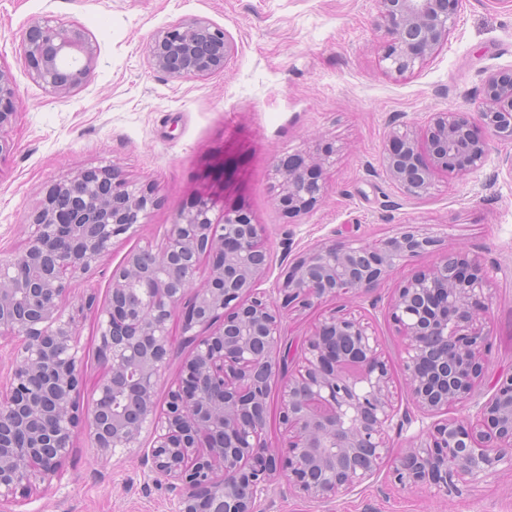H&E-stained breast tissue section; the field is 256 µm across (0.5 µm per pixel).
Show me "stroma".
I'll return each instance as SVG.
<instances>
[{
    "label": "stroma",
    "mask_w": 512,
    "mask_h": 512,
    "mask_svg": "<svg viewBox=\"0 0 512 512\" xmlns=\"http://www.w3.org/2000/svg\"><path fill=\"white\" fill-rule=\"evenodd\" d=\"M194 18L224 29L233 42L224 70L175 80L152 69L153 36ZM47 20L77 24L98 48L87 83L66 95L35 84L17 52L19 33ZM384 41L377 0H0V69L12 75L18 99L10 149L0 154V251L23 248L46 192L79 172L106 169L152 185L157 198L138 234L115 240L93 277L75 281L65 301L66 310L82 312L86 391L105 373L97 324L113 269L130 251L160 248L176 215L202 196L264 224L267 289L289 258L320 244L349 237L373 243L408 225L432 232L441 249L463 250L490 272L482 321L491 349L481 399L491 396L497 376L512 372V174L498 165L512 144L490 138L481 168L437 174L419 198L404 197L379 174L393 130L423 132L433 112H476L487 72L512 68V0H462L447 42L411 74L387 71ZM324 150L334 153L326 194L309 213L288 218L274 204L275 160ZM436 258H411L371 291L284 316L283 340L297 348L330 310L363 315L389 357L396 403L413 421L391 431L389 454L370 481L315 501L282 477L256 512H512L509 469L468 483L454 498L404 488L391 477L430 420L412 402L388 306L398 282ZM168 328V366L154 396L160 410L192 353L180 317ZM178 498L141 454L103 452L81 432L60 479L0 501V512H174Z\"/></svg>",
    "instance_id": "obj_1"
}]
</instances>
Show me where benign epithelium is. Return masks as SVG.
Segmentation results:
<instances>
[{
	"label": "benign epithelium",
	"mask_w": 512,
	"mask_h": 512,
	"mask_svg": "<svg viewBox=\"0 0 512 512\" xmlns=\"http://www.w3.org/2000/svg\"><path fill=\"white\" fill-rule=\"evenodd\" d=\"M461 2L378 0L387 69L402 75L423 65L448 40ZM18 49L29 78L58 95L81 88L97 61L89 34L63 23L29 26ZM234 51L224 31L202 18L158 32L148 46L154 70L183 80L224 70ZM16 102L14 80L0 69V139ZM478 115L496 137L512 142V71L486 76ZM488 153L468 113L432 112L424 136L390 134L380 174L404 196L420 197L437 172L475 170ZM330 158L307 154L299 167L274 162L282 213L295 218L315 207ZM152 205L149 191L106 169L84 171L47 193L22 249L0 254V340L11 355L0 394V500L60 478L80 429L112 453L140 448L149 431L144 459L156 479L181 487L177 512H255L282 473L312 500L373 478L390 432L412 422L393 400L378 336L362 317L333 309L305 339L301 366L290 373L282 319L324 298L374 288L438 239L405 230L372 245L324 243L297 256L268 295L258 289L270 261L263 225L238 210L214 219L213 203L201 199L177 214L163 248L131 251L112 271L111 298L98 316L97 353L108 371L86 415L79 315L65 312L63 301L73 281L96 272L115 239L140 230ZM205 254L213 258L208 280L195 289ZM487 280L463 252L445 251L395 288L388 315L404 338L411 398L422 416L435 418L394 466L403 486L451 496L470 479L512 469V374L498 379L476 420L446 417L451 405L477 402L488 352L480 321ZM178 310L194 347L159 413L153 396ZM276 381L285 436L271 448L263 429Z\"/></svg>",
	"instance_id": "1"
}]
</instances>
